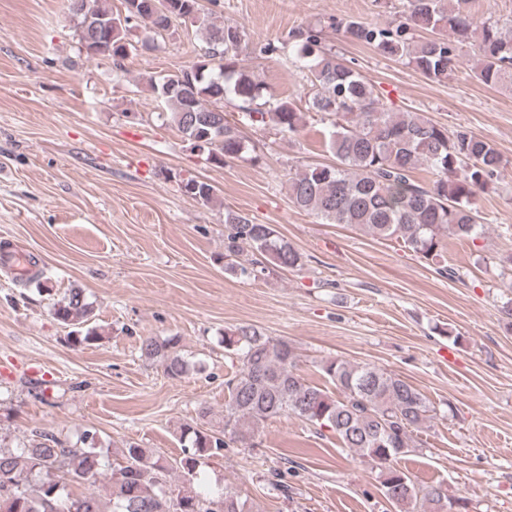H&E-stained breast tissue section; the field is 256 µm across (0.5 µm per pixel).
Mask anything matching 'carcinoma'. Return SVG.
I'll use <instances>...</instances> for the list:
<instances>
[{
  "label": "carcinoma",
  "mask_w": 512,
  "mask_h": 512,
  "mask_svg": "<svg viewBox=\"0 0 512 512\" xmlns=\"http://www.w3.org/2000/svg\"><path fill=\"white\" fill-rule=\"evenodd\" d=\"M80 2L76 13L79 42L86 56H102L123 70L137 50L125 39L131 21L167 32L175 23L190 22L203 37L201 59L172 74L150 77L149 86L167 108L177 130L207 159L222 164L248 150L236 125L224 114V98L232 94L249 120L276 133L294 135L306 113L288 101L264 92L240 64L245 32L236 24L217 23L201 12L199 0H165L155 12L151 2L123 0L124 13H113L101 0ZM465 0H404V9L388 26L334 19L330 28L349 42L373 47L413 66L427 79L442 82L462 59L471 61L485 85L512 89V20L479 17L463 7ZM429 31L433 37L420 39ZM323 30L306 27L292 32L288 45L272 43L265 53L288 50L311 75L307 110L334 117L330 146L336 162L288 172V200L327 224L360 228L379 239L396 238L410 251L436 258L445 238H471L485 217L473 197L487 189L503 167L500 153L486 139L465 129L448 130L418 112H390L375 87L356 69L322 45ZM432 173L430 184L414 178L420 167ZM184 193L206 205L215 188L194 178L181 181ZM252 256L244 257V246ZM224 271L242 280H256L277 270L300 269L304 255L271 224H258L243 212H224ZM53 316L74 327L73 346L96 341V330H83L93 315L79 288H72L52 306ZM224 353L241 367L224 386V428L186 424L189 438L183 456L173 461L137 445L123 451L125 464L103 471L94 435L89 446H70L49 432H40L20 448L0 447V512H244L232 489L201 494L186 489L202 460L229 444H250L267 420L286 415L336 432L343 444L382 468L381 493L396 512H417L420 501L433 512H468V501L452 499L439 486L420 487L393 461L411 452L413 434L433 418L427 397L399 375L370 364L342 359L326 361L324 376L339 392L307 381L297 368V355L285 339L267 336L251 326L224 332ZM141 357L159 361L171 379L187 375L193 364L179 339L147 336ZM182 485H172L174 472ZM108 482L107 508L96 489ZM69 485H89L74 496Z\"/></svg>",
  "instance_id": "carcinoma-1"
}]
</instances>
